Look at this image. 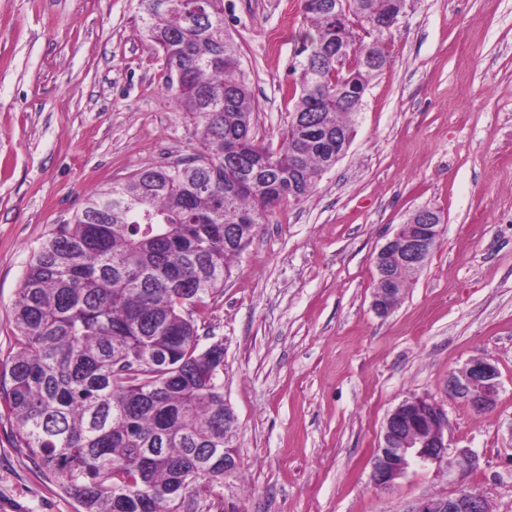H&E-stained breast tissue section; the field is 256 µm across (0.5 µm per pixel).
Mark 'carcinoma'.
<instances>
[{"label":"carcinoma","instance_id":"obj_1","mask_svg":"<svg viewBox=\"0 0 512 512\" xmlns=\"http://www.w3.org/2000/svg\"><path fill=\"white\" fill-rule=\"evenodd\" d=\"M327 0H302L315 35L300 63L282 146L254 132V100L224 29V0H140L148 40L178 67L165 78L195 120L200 154L90 191L27 265L0 359V400L25 448L84 512H196L224 483V343L198 321L230 262L282 201L335 166L324 135L354 128L406 0H342L345 36L379 60L336 71Z\"/></svg>","mask_w":512,"mask_h":512}]
</instances>
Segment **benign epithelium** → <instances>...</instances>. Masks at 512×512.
<instances>
[{
  "instance_id": "benign-epithelium-1",
  "label": "benign epithelium",
  "mask_w": 512,
  "mask_h": 512,
  "mask_svg": "<svg viewBox=\"0 0 512 512\" xmlns=\"http://www.w3.org/2000/svg\"><path fill=\"white\" fill-rule=\"evenodd\" d=\"M357 46L342 40L336 44V67L353 66ZM419 223L400 224L393 236L379 249L376 258L394 257L397 265L421 268L427 262V234L422 225L433 217L424 208L417 209ZM400 300L393 288L373 294L375 314H390ZM500 373L493 359L473 357L448 379L449 392L462 398L477 412L493 408L498 394ZM448 414L436 402L423 396H409L385 417L378 447L370 459V480L374 486L389 488L404 478L409 470L437 464L448 458ZM409 512H488L484 497L465 487L446 497L420 498Z\"/></svg>"
}]
</instances>
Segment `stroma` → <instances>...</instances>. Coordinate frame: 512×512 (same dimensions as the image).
Wrapping results in <instances>:
<instances>
[{
    "label": "stroma",
    "mask_w": 512,
    "mask_h": 512,
    "mask_svg": "<svg viewBox=\"0 0 512 512\" xmlns=\"http://www.w3.org/2000/svg\"><path fill=\"white\" fill-rule=\"evenodd\" d=\"M139 0H0V358L23 272L92 189L196 154L191 119L140 30ZM272 147L311 30L301 0H224ZM345 156L306 200H285L199 322L224 343V398L242 466L200 512H408L471 486L512 512V0H410ZM445 218L397 308H370L373 256L409 211ZM492 358L480 414L448 377ZM425 396L448 413V460L392 487L369 480L385 416ZM0 512H81L0 419Z\"/></svg>",
    "instance_id": "stroma-1"
}]
</instances>
